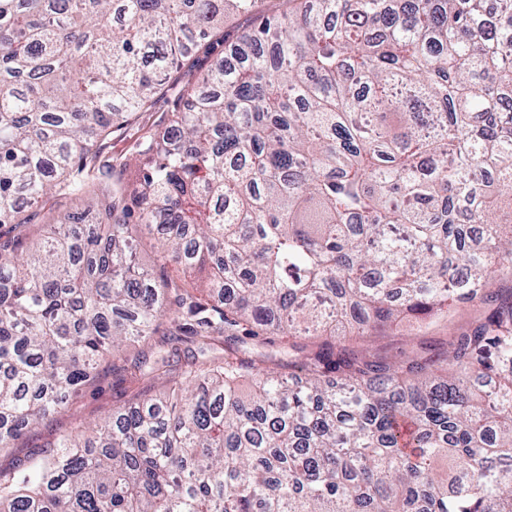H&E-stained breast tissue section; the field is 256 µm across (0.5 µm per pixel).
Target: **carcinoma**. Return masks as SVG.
<instances>
[{
  "instance_id": "obj_1",
  "label": "carcinoma",
  "mask_w": 512,
  "mask_h": 512,
  "mask_svg": "<svg viewBox=\"0 0 512 512\" xmlns=\"http://www.w3.org/2000/svg\"><path fill=\"white\" fill-rule=\"evenodd\" d=\"M255 3L0 0V448L166 314L130 370L173 383L0 471V512H512V295L424 354L352 344L512 273V0H297L198 55ZM185 66L126 179L112 136ZM134 208L207 294L138 264ZM274 337L290 372L240 356Z\"/></svg>"
}]
</instances>
